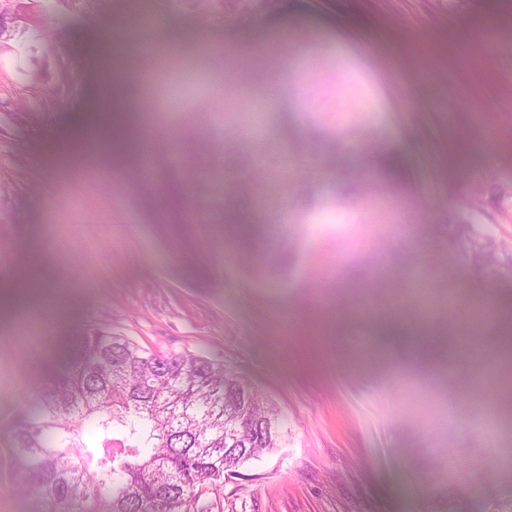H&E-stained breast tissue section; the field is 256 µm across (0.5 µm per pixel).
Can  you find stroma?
Instances as JSON below:
<instances>
[{"instance_id":"stroma-1","label":"stroma","mask_w":512,"mask_h":512,"mask_svg":"<svg viewBox=\"0 0 512 512\" xmlns=\"http://www.w3.org/2000/svg\"><path fill=\"white\" fill-rule=\"evenodd\" d=\"M0 14V274L62 285L46 306L0 302V512H32L4 449L88 324L159 354L207 351L275 410L276 448L225 477L215 512H512V374L498 357L476 371L471 351L512 332V253L488 272L448 231L475 185H512V0H287L244 27L219 11L201 24L192 0H0ZM143 15L164 54L121 39ZM107 44L136 135L168 139L148 190L136 145L70 177L71 132L112 86ZM316 49L340 82H305ZM351 88L359 124L340 110ZM254 151L299 162L281 211L236 187L247 222L283 227L267 255L278 288L187 181ZM453 319L466 347L429 371L353 349L389 323Z\"/></svg>"}]
</instances>
